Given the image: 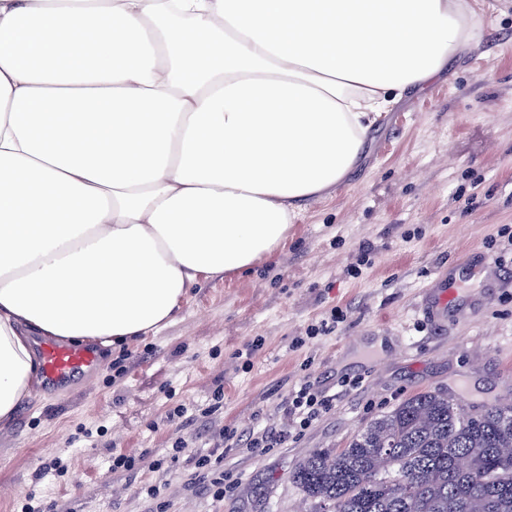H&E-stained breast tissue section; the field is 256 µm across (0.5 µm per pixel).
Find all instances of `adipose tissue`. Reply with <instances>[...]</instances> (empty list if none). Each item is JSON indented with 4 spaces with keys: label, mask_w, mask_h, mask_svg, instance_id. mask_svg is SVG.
Instances as JSON below:
<instances>
[{
    "label": "adipose tissue",
    "mask_w": 512,
    "mask_h": 512,
    "mask_svg": "<svg viewBox=\"0 0 512 512\" xmlns=\"http://www.w3.org/2000/svg\"><path fill=\"white\" fill-rule=\"evenodd\" d=\"M484 20L479 0H0V425L35 391V337L129 343L273 258Z\"/></svg>",
    "instance_id": "ef3b65f1"
}]
</instances>
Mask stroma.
<instances>
[{
    "label": "stroma",
    "mask_w": 512,
    "mask_h": 512,
    "mask_svg": "<svg viewBox=\"0 0 512 512\" xmlns=\"http://www.w3.org/2000/svg\"><path fill=\"white\" fill-rule=\"evenodd\" d=\"M477 41L447 74L372 131L358 166L331 199L309 202L284 248L249 274L203 279L180 312L145 338L98 350L73 382L39 381L33 400L0 427V512L29 494L59 512H303L291 479L310 452L345 447L362 425L401 401L440 389L466 404L512 397V258L477 289L473 314L434 322L419 304L438 272L465 250L500 252L512 230V0H487ZM370 248L361 264L362 248ZM335 332L306 339L332 310ZM261 341L251 367L235 353ZM354 386H342L343 378ZM336 394L335 407L281 448H231L224 430L287 422L281 400L300 380ZM223 395L222 408L187 428L167 421L181 403ZM98 424L93 441L81 426ZM186 448L169 454L176 439ZM223 447L233 492L196 491L190 461ZM134 457L112 472L110 457ZM60 462V478L40 477ZM160 490L159 500L144 490Z\"/></svg>",
    "instance_id": "1"
}]
</instances>
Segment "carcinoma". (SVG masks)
I'll list each match as a JSON object with an SVG mask.
<instances>
[{
	"instance_id": "obj_1",
	"label": "carcinoma",
	"mask_w": 512,
	"mask_h": 512,
	"mask_svg": "<svg viewBox=\"0 0 512 512\" xmlns=\"http://www.w3.org/2000/svg\"><path fill=\"white\" fill-rule=\"evenodd\" d=\"M291 477L308 512H512V401L466 414L446 391L419 392Z\"/></svg>"
}]
</instances>
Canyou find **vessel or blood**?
<instances>
[{"instance_id": "b4317fda", "label": "vessel or blood", "mask_w": 512, "mask_h": 512, "mask_svg": "<svg viewBox=\"0 0 512 512\" xmlns=\"http://www.w3.org/2000/svg\"><path fill=\"white\" fill-rule=\"evenodd\" d=\"M457 273L453 276H438L433 287L428 288L421 301L420 311L429 319H444L449 311L468 316L476 311L472 291L483 283L487 266L473 265L470 258L456 263ZM42 374L47 383H67L76 374L92 369L97 356L92 349L63 343H48L41 348Z\"/></svg>"}]
</instances>
